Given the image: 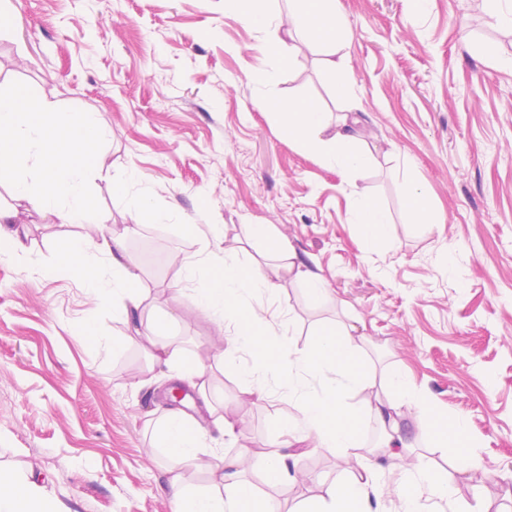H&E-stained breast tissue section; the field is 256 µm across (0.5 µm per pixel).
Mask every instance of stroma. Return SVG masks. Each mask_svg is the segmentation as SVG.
Wrapping results in <instances>:
<instances>
[{
  "label": "stroma",
  "instance_id": "stroma-1",
  "mask_svg": "<svg viewBox=\"0 0 512 512\" xmlns=\"http://www.w3.org/2000/svg\"><path fill=\"white\" fill-rule=\"evenodd\" d=\"M10 2L0 92L95 113L107 137L94 211L130 227L147 298L129 319L90 300L76 275L37 272L56 264L55 242L76 228L51 216L18 225L24 249L0 261V468L36 482L63 512H170L151 426L173 408L178 380L139 349L141 323L185 359H208L220 337L171 301L179 274L167 258L202 248L187 224H271L331 292L318 304L306 283L287 279L280 301L290 321L275 332L299 352L320 326H354L366 367L408 370L437 411L467 418L487 471L455 472L405 412L400 430L416 454L450 476L457 496L478 493L488 512H512V71L495 64L512 53V32L480 0H338L348 87L302 45L271 95L310 101L332 122L357 118L375 161L351 183L255 106L250 74L270 33L224 0ZM408 170L444 224L412 223ZM355 189L377 201L396 249L348 224ZM135 193L151 202L136 222L124 201ZM90 324L121 346L107 352L83 339ZM248 361L226 354L210 375L218 413L240 421L238 438H219L208 414L200 420L221 458L247 452L250 485L299 512L347 482L346 464L310 448L293 479L265 482L263 458L292 409L277 399L243 404L237 370Z\"/></svg>",
  "mask_w": 512,
  "mask_h": 512
}]
</instances>
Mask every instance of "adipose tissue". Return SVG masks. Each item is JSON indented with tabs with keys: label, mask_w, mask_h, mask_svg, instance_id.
I'll return each instance as SVG.
<instances>
[{
	"label": "adipose tissue",
	"mask_w": 512,
	"mask_h": 512,
	"mask_svg": "<svg viewBox=\"0 0 512 512\" xmlns=\"http://www.w3.org/2000/svg\"><path fill=\"white\" fill-rule=\"evenodd\" d=\"M241 19L271 30L273 38L255 76L258 102L274 110L289 139L312 152L327 169L354 178L372 162L347 124L330 127L323 112L311 102L291 97L268 96L266 89L290 60L294 33H303L308 46L322 56L330 78H345L346 32L336 14V0H289L288 12L274 9V0H231ZM106 134L94 114L63 112L47 99L22 92L0 93V166L9 171L11 204H0V255L10 256L22 243L13 227L24 214L56 216L65 224H87L91 233L66 238L56 246L62 266L78 275L90 299L113 308L140 309L144 302L140 262L126 246V232L92 220L88 186L102 173L100 147ZM348 221L366 238L383 236L375 200L353 192ZM238 231L248 239L270 242L271 262L241 263L229 240L228 227L211 228L205 249L193 258L174 256L181 282L191 284L193 311L209 321L227 346L215 349L211 358L223 362L225 349L243 352L251 363L241 369L246 394L252 400L276 398L288 402L294 415L278 429L283 448L271 451L264 462V479L275 485L287 479L297 445L341 449L351 480L332 486L310 512H376L375 501L397 496L401 512H421L422 499L447 501L450 487L423 457H410L395 419L400 405H407L416 425L435 447H454L458 472L480 470L484 462L470 445L464 417L448 420L437 412L428 394L404 372L387 379L389 392L400 394L401 404L383 401L375 383L359 361L360 339L352 326L327 327L303 353L287 349L271 336L282 283L287 277L304 280L313 298L328 297L326 282L311 269L296 265L288 240L269 224H242ZM141 345L152 362L174 370L199 393H206L205 364L183 360L180 349L155 331H147ZM366 392V405L379 425L382 438L378 454L400 470L396 483H388L377 469L367 467L359 453V416L345 403L348 391ZM152 436L167 456L168 498L171 512H280L279 503L257 496L241 478L247 455L229 459L225 468L211 467L214 450L200 424L182 410L157 419ZM205 470V488L190 487L185 474ZM0 512H59L56 503L27 477L0 471Z\"/></svg>",
	"instance_id": "ef3b65f1"
}]
</instances>
